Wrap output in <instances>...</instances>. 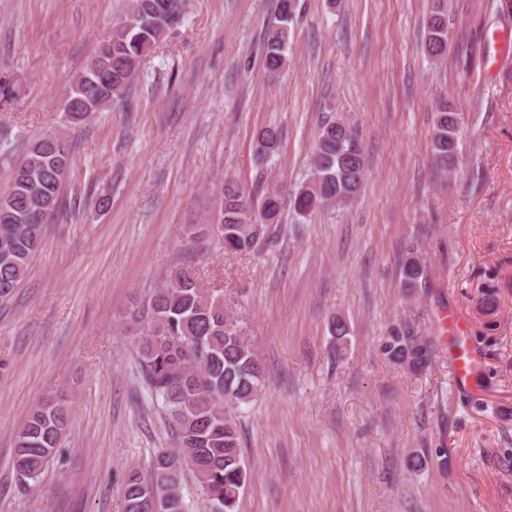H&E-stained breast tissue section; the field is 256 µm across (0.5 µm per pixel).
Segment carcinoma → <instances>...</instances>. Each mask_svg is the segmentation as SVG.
<instances>
[{"label": "carcinoma", "mask_w": 512, "mask_h": 512, "mask_svg": "<svg viewBox=\"0 0 512 512\" xmlns=\"http://www.w3.org/2000/svg\"><path fill=\"white\" fill-rule=\"evenodd\" d=\"M185 0H132L112 36L69 83L73 101L68 121L87 118L83 101L99 98L93 111L119 99L136 75L144 57L174 27L173 15L184 11ZM296 0H279L266 33L263 64L269 71L286 66L290 25ZM425 52L440 58L448 51V16L444 0L426 20ZM462 113L437 104L430 151L435 167L450 171L457 160ZM281 132L263 128L257 137L262 154L278 148ZM70 146L60 133L32 143L0 191V301L10 297L38 251L44 224L59 208L61 187L70 171ZM365 175L362 142L341 120L325 123L318 135L310 175L296 191L294 212L299 217L333 204L344 205L358 195ZM281 194L275 189L253 204L252 191L234 180L224 182V206L216 232L224 250L251 253L267 224L280 216ZM420 259L410 253L401 266L407 288L423 276ZM137 333V358L146 387L162 403L175 437V447L159 451L148 473L132 467L123 477L122 512H186L181 476L190 469L209 512H237L239 498L251 479L240 435L227 405H248L264 382L261 362L246 341L243 328L226 315L224 298L206 291L183 268H172L162 283L130 313ZM387 358L418 373L432 362V344L419 335L415 323L399 321L382 345ZM73 410L61 394L49 395L30 410L15 433L14 469L28 487L39 483L70 427Z\"/></svg>", "instance_id": "1"}]
</instances>
